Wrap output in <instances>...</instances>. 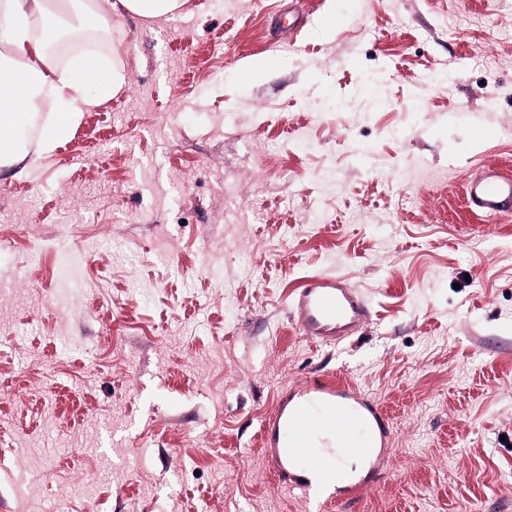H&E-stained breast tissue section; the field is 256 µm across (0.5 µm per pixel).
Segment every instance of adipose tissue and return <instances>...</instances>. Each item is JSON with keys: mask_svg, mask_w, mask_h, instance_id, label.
Segmentation results:
<instances>
[{"mask_svg": "<svg viewBox=\"0 0 512 512\" xmlns=\"http://www.w3.org/2000/svg\"><path fill=\"white\" fill-rule=\"evenodd\" d=\"M186 0H0V155L14 153L34 112L50 105L57 118L43 142L51 149L76 124L87 104L83 88L96 69L88 54L70 68L49 47L62 25L111 38L110 18L123 11L158 19L174 16Z\"/></svg>", "mask_w": 512, "mask_h": 512, "instance_id": "adipose-tissue-1", "label": "adipose tissue"}]
</instances>
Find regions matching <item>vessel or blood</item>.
<instances>
[{
    "instance_id": "vessel-or-blood-1",
    "label": "vessel or blood",
    "mask_w": 512,
    "mask_h": 512,
    "mask_svg": "<svg viewBox=\"0 0 512 512\" xmlns=\"http://www.w3.org/2000/svg\"><path fill=\"white\" fill-rule=\"evenodd\" d=\"M464 199L490 219L512 214V171L486 167L480 177L465 183ZM291 307L306 339L318 344L348 337L370 314L357 288L328 274L312 276ZM340 407L346 417L339 428L334 416ZM258 434L275 482L306 497L322 489L325 505L360 496L379 476L391 446L389 418L374 397L315 372L280 391ZM347 457L360 461L359 473H344Z\"/></svg>"
}]
</instances>
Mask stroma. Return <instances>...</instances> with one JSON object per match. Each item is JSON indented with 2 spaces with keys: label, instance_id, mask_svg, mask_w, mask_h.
Listing matches in <instances>:
<instances>
[{
  "label": "stroma",
  "instance_id": "1",
  "mask_svg": "<svg viewBox=\"0 0 512 512\" xmlns=\"http://www.w3.org/2000/svg\"><path fill=\"white\" fill-rule=\"evenodd\" d=\"M119 64L50 151L0 166V512H308L260 457L317 371L381 402L357 512H512V0H187L123 12ZM276 47L280 65L242 63ZM348 278L370 315L309 342L289 296ZM480 177L464 185V199L468 206L482 216L495 219L512 214V172L498 166H486Z\"/></svg>",
  "mask_w": 512,
  "mask_h": 512
}]
</instances>
